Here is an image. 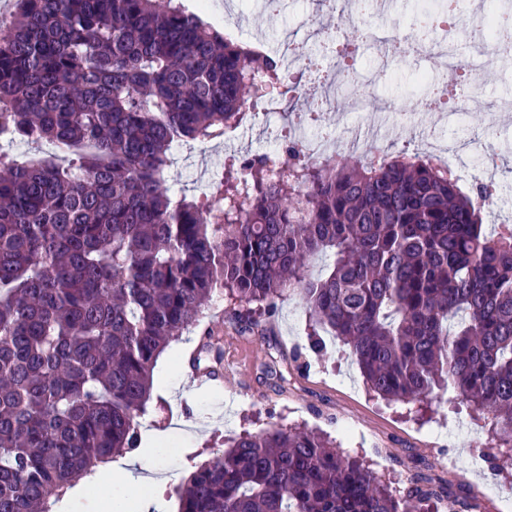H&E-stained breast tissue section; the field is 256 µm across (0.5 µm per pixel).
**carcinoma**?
Masks as SVG:
<instances>
[{
  "label": "carcinoma",
  "instance_id": "cac0c4a2",
  "mask_svg": "<svg viewBox=\"0 0 512 512\" xmlns=\"http://www.w3.org/2000/svg\"><path fill=\"white\" fill-rule=\"evenodd\" d=\"M0 25V512H51L71 482L140 446L164 349L217 288L250 318L297 292L309 349L334 337L368 389L450 393L512 452V224L487 230L448 167L228 158L218 213L169 184L173 148L222 137L288 94L283 61L228 40L181 0H14ZM18 137L72 158L9 156ZM333 263L318 278L309 260ZM178 512H428L336 441L245 432L175 488Z\"/></svg>",
  "mask_w": 512,
  "mask_h": 512
}]
</instances>
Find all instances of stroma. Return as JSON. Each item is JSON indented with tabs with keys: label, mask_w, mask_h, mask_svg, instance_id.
<instances>
[{
	"label": "stroma",
	"mask_w": 512,
	"mask_h": 512,
	"mask_svg": "<svg viewBox=\"0 0 512 512\" xmlns=\"http://www.w3.org/2000/svg\"><path fill=\"white\" fill-rule=\"evenodd\" d=\"M228 5L242 7L241 23L255 36L271 44L281 34H290L306 54L321 51L325 39L299 28L300 13L319 10L336 43L349 37L348 26L337 25L335 13L320 11L319 0H291L276 16L261 10L254 0H212L211 8L201 16L223 27ZM350 63L372 81L371 110L363 115V127L378 131V149L409 147L416 133L440 128L442 117L437 113L417 112L414 125L409 126L388 110L396 101L415 110L424 91L416 74L430 69L428 59L413 52L385 58L373 44L365 43L353 52ZM508 101L512 102V69L495 74L491 91L479 98L477 112L468 118L465 135L468 142L497 149V180L506 202L512 201V113L503 112L501 106ZM274 133V120L258 115L240 127L232 150L215 140L179 146L170 182L187 196L217 203L227 153H265ZM308 320L298 296L290 295L279 303L272 329L245 330L232 322L223 291H215L204 310L203 323L214 332L218 348L231 343L242 352L220 389L190 388L185 365L188 342H173L167 362L154 369L155 379L168 377L172 384L156 388L139 419L141 430L167 433L171 443L164 467L148 474L151 484L164 488L156 500V512H176L173 489L194 464L219 456L229 440L243 431L255 433L274 426H299L336 438L345 452L362 456L396 488L420 474L434 485L474 497L476 512H512V476L492 475L486 463L473 461L474 448L491 443L488 422L471 418L465 411L451 414L444 403L418 410L372 397L356 366L344 360L342 353L334 350L320 360L305 355ZM270 363L284 373V381L275 384L266 377L264 370Z\"/></svg>",
	"instance_id": "35a3bbf8"
}]
</instances>
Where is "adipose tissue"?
Here are the masks:
<instances>
[{"mask_svg": "<svg viewBox=\"0 0 512 512\" xmlns=\"http://www.w3.org/2000/svg\"><path fill=\"white\" fill-rule=\"evenodd\" d=\"M62 501L71 512H150L153 498L134 493L125 469L107 462L83 476Z\"/></svg>", "mask_w": 512, "mask_h": 512, "instance_id": "1", "label": "adipose tissue"}]
</instances>
